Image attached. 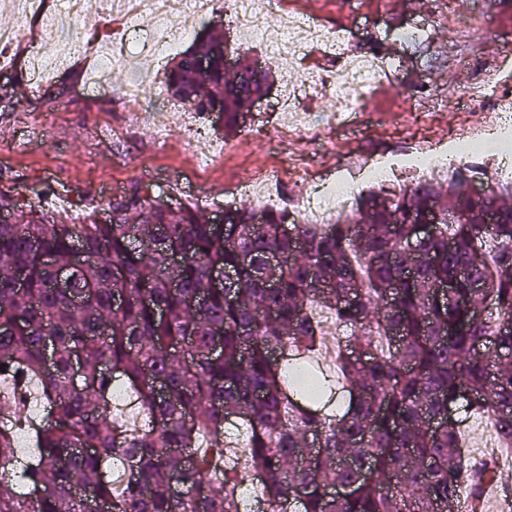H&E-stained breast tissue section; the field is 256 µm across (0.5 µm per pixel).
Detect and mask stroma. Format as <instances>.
<instances>
[{
  "label": "stroma",
  "mask_w": 512,
  "mask_h": 512,
  "mask_svg": "<svg viewBox=\"0 0 512 512\" xmlns=\"http://www.w3.org/2000/svg\"><path fill=\"white\" fill-rule=\"evenodd\" d=\"M284 2L289 11L332 26H375V38L358 37L357 46L368 53L391 51L394 62L357 128L325 124L289 141L310 170L332 177L352 160L396 162L426 146L449 148L457 138L483 129L498 108L512 106V0H442L428 42L419 48L394 41L389 27L425 17L428 0H354L349 8L343 0ZM460 17L471 18V27H458ZM198 28L229 36L236 58L266 62L276 77L254 120L230 135L214 118L162 94L158 85L146 86L144 111L168 112L176 122L201 129L214 150L205 164H198L178 129L161 144L151 124L127 114L126 88L144 71L161 75L172 66V55L144 56L137 69L116 67L111 93L97 95L81 89L89 46H81L66 66L55 67L45 85L35 88L25 75L27 48L20 45L1 61L12 82L9 99L0 101V191L71 224L88 223L90 214H103L112 197L148 183L173 199L195 203L206 215L231 204L250 205V198L233 193L232 186L244 172L278 163L271 138L283 124L276 104L286 63L246 42L223 0H216ZM483 68L493 70L497 94L458 102V88L471 85ZM402 85L439 91L445 108L421 115L393 111Z\"/></svg>",
  "instance_id": "35a3bbf8"
}]
</instances>
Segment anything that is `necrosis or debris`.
<instances>
[{"instance_id":"1","label":"necrosis or debris","mask_w":512,"mask_h":512,"mask_svg":"<svg viewBox=\"0 0 512 512\" xmlns=\"http://www.w3.org/2000/svg\"><path fill=\"white\" fill-rule=\"evenodd\" d=\"M213 0H120L123 14L129 18L121 37H114L112 20H105L91 34L101 45L102 52L95 57L93 76L86 81L88 89L104 92L112 86V69L119 58L139 56L138 35H145L152 54L160 55L175 49L190 35L196 22L207 12ZM232 16L239 28L261 43L266 52L283 58L295 59L308 45L325 49L334 61L332 67L307 71L300 82L288 89L280 101V109L289 127L302 131L316 122L314 113L301 108V99L312 91L323 89L336 100L330 122L337 128L353 126L370 92L392 64L389 57L363 54L345 45L339 30L321 23H311L292 15L280 14L279 0H268L265 10H256L252 0H228ZM98 0H60L51 6L49 0H20L16 23L0 30V49L12 48L30 38L28 23L39 20L46 33H54L64 22H71L99 10ZM494 143L499 151L495 156L497 167L482 166L487 143ZM459 164L476 168L477 180L492 178L494 172L512 173V114L496 115L486 137H462L450 150L429 149L413 155L404 164L380 162L348 165L345 172L330 181L318 178L296 197L289 207L291 215L312 224L334 223L340 212L351 209L361 187L371 182H389L401 170L425 176L439 174Z\"/></svg>"}]
</instances>
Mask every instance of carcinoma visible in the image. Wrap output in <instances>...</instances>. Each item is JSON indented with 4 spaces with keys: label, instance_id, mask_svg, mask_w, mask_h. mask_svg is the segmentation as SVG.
<instances>
[{
    "label": "carcinoma",
    "instance_id": "cac0c4a2",
    "mask_svg": "<svg viewBox=\"0 0 512 512\" xmlns=\"http://www.w3.org/2000/svg\"><path fill=\"white\" fill-rule=\"evenodd\" d=\"M225 46L197 39L160 83L199 113L222 102L227 135L274 78H226ZM202 56L205 72L193 68ZM466 175L363 195L336 224H257L229 206L218 226L147 186L113 198L103 221L66 224L0 191L12 218L0 222V381L34 384L50 408L0 415V464L20 426L35 446L0 477V512H239L246 482L264 512H457L463 485L478 512L498 469L470 472L448 413L491 412L512 443V180L467 195ZM432 212L441 223L418 262L406 245ZM222 271L233 278L216 288ZM319 311L349 330L336 412L321 399L327 377L285 378L291 359L320 350ZM119 388L146 424L113 411ZM233 418L248 433L240 453L224 446ZM115 461L128 476H112Z\"/></svg>",
    "mask_w": 512,
    "mask_h": 512
}]
</instances>
